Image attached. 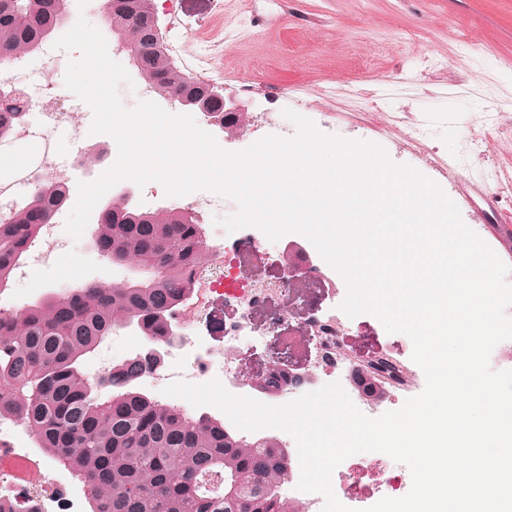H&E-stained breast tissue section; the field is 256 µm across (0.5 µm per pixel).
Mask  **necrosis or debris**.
Segmentation results:
<instances>
[{
	"label": "necrosis or debris",
	"instance_id": "necrosis-or-debris-1",
	"mask_svg": "<svg viewBox=\"0 0 512 512\" xmlns=\"http://www.w3.org/2000/svg\"><path fill=\"white\" fill-rule=\"evenodd\" d=\"M37 51L44 64L43 71L33 70L26 58L21 57L12 61L4 77L10 87L21 92L28 111L23 118L8 122L7 137H0V158L14 154L20 145L30 146L32 152L22 168H12L0 175V224L8 223L12 212L26 206L35 187L43 182L71 190L73 176L83 170L88 150L75 104L45 77L46 71L64 67L65 50L56 48L54 39L45 38ZM62 133L72 145L71 152L65 156L57 147V137ZM63 217V208H56L51 222L40 226L23 257L13 264L8 278L0 285V311L8 313L28 307L32 296L19 293L18 286L32 270L50 267L56 253L65 248L66 242L59 233ZM265 240L259 228L245 227L238 229L236 239L228 244L222 230L205 228L208 260L186 270L188 289L167 315L171 341L164 348L161 363L144 371L140 383L157 387L167 382L201 385L217 380L236 396L250 386V376L236 366L241 340L256 333L251 320L253 310L263 306L270 296L282 292L286 283L282 280L237 282L232 277V268L246 253L259 251ZM226 302L235 304L239 316L225 323L224 348L217 352L208 345L200 325L208 320L215 306ZM305 326L315 348L307 382L291 381L279 391L259 393V402L271 406L287 396L300 398L334 375L359 410L376 413L396 405L400 395L413 385L414 373L401 354L395 352L391 359L401 371L400 380L384 384L377 397L366 396L355 384L353 359L340 341L342 320L313 313ZM237 435L247 443L260 437L287 449L288 473L278 485L283 512H321L322 496L298 488L300 459L293 437L274 428L254 432L241 429ZM21 462L34 466L24 479L17 476V465ZM88 496L87 485L76 481L69 470L56 466L53 458L39 448L28 426L15 416L0 415V505L12 506L13 512H85Z\"/></svg>",
	"mask_w": 512,
	"mask_h": 512
}]
</instances>
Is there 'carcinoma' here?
Listing matches in <instances>:
<instances>
[{"label": "carcinoma", "instance_id": "1", "mask_svg": "<svg viewBox=\"0 0 512 512\" xmlns=\"http://www.w3.org/2000/svg\"><path fill=\"white\" fill-rule=\"evenodd\" d=\"M67 5L0 0V55L33 51ZM153 15V0H110L106 20L112 33L131 37L139 75L160 96L177 103L201 97L152 38ZM37 194L38 214L25 207L0 225V279L65 196L50 182ZM93 242L116 264L136 255L145 277L68 288L0 315V413L23 417L40 447L86 483L91 512H278L274 481L288 462L273 444L249 450L224 423L191 420L134 390L150 367L142 356L110 369L106 399L79 368L115 327L134 323L145 336L166 339L168 308L187 288L181 271L201 263L197 225L176 208H118L99 217ZM206 475L234 493L201 492Z\"/></svg>", "mask_w": 512, "mask_h": 512}]
</instances>
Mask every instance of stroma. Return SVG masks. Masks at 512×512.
<instances>
[{
  "label": "stroma",
  "mask_w": 512,
  "mask_h": 512,
  "mask_svg": "<svg viewBox=\"0 0 512 512\" xmlns=\"http://www.w3.org/2000/svg\"><path fill=\"white\" fill-rule=\"evenodd\" d=\"M166 43L195 62L205 45L223 55L210 66L225 98L246 112L291 109L320 132L382 146L396 164L435 182L464 223L481 232L484 203L470 181L492 185L499 220H512V0H153ZM129 264L99 253L91 238L70 240L48 269L34 270L27 290L61 283L109 284L138 277ZM346 282L292 280L252 316L262 335L239 360L248 375L274 362L306 371L314 345L302 326L310 310L344 301ZM286 317L271 324L273 313ZM342 342L364 360L413 343L362 313L347 318ZM374 453L344 460L332 475L359 472L363 496L346 500L366 512L384 498L361 470Z\"/></svg>",
  "instance_id": "35a3bbf8"
}]
</instances>
